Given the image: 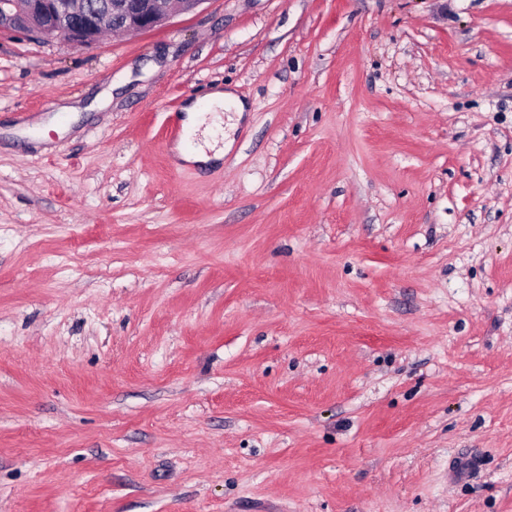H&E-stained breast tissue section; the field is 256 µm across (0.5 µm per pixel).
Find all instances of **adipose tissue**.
Returning a JSON list of instances; mask_svg holds the SVG:
<instances>
[{
    "mask_svg": "<svg viewBox=\"0 0 512 512\" xmlns=\"http://www.w3.org/2000/svg\"><path fill=\"white\" fill-rule=\"evenodd\" d=\"M211 112L203 114L196 104H189L185 109L184 126L187 130L200 134L197 146L187 148L177 146L178 159L185 162L207 164L221 159L226 151L224 146V119L227 112L241 113L245 105L232 90L215 87L208 95Z\"/></svg>",
    "mask_w": 512,
    "mask_h": 512,
    "instance_id": "adipose-tissue-1",
    "label": "adipose tissue"
}]
</instances>
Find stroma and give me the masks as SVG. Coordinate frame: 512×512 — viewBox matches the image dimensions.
Instances as JSON below:
<instances>
[{
    "mask_svg": "<svg viewBox=\"0 0 512 512\" xmlns=\"http://www.w3.org/2000/svg\"><path fill=\"white\" fill-rule=\"evenodd\" d=\"M0 512H512V0L1 30ZM211 111L210 118L203 114L197 104L191 103L185 108L184 127L201 138L197 146L185 148L176 147L177 158L185 162L207 164L212 160H219L227 152L224 143V119L221 112H236L238 120L245 112V105L240 97L232 90H225L217 86L208 94ZM221 144V146H219Z\"/></svg>",
    "mask_w": 512,
    "mask_h": 512,
    "instance_id": "obj_1",
    "label": "stroma"
}]
</instances>
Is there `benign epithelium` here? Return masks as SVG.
Segmentation results:
<instances>
[{
	"mask_svg": "<svg viewBox=\"0 0 512 512\" xmlns=\"http://www.w3.org/2000/svg\"><path fill=\"white\" fill-rule=\"evenodd\" d=\"M205 0H0V31L31 32L47 41L90 46L102 26L138 33L166 24L175 10H194Z\"/></svg>",
	"mask_w": 512,
	"mask_h": 512,
	"instance_id": "benign-epithelium-1",
	"label": "benign epithelium"
}]
</instances>
